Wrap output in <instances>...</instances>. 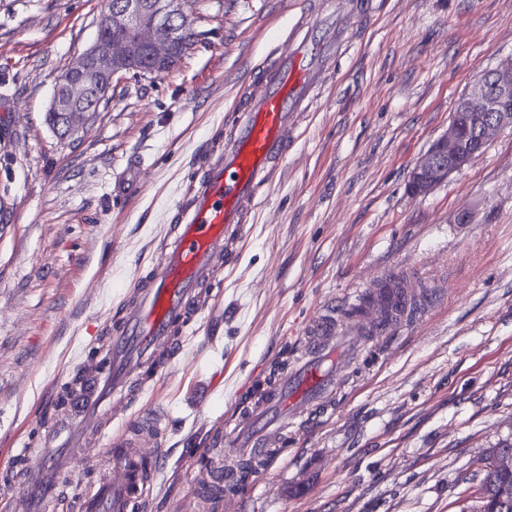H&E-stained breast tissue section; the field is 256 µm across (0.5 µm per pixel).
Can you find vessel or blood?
Instances as JSON below:
<instances>
[{
	"instance_id": "b4317fda",
	"label": "vessel or blood",
	"mask_w": 512,
	"mask_h": 512,
	"mask_svg": "<svg viewBox=\"0 0 512 512\" xmlns=\"http://www.w3.org/2000/svg\"><path fill=\"white\" fill-rule=\"evenodd\" d=\"M369 0H317L289 27L287 53L267 57L246 97L227 110L222 146L212 149L167 211L168 231L157 245L162 259L140 275L106 328V358L88 368L58 414L52 433L64 443L24 448L9 490L11 512H55L68 500L70 512H146L166 459L156 417L130 415L139 392L135 376H164L183 355L182 336L205 309L207 285L229 266L252 215L275 182L300 138L310 110L336 60L354 41L370 13ZM427 293L408 288L358 290L349 306L361 314L337 320L318 315L303 338L302 354L261 395L233 406L224 430L234 456L224 466V485L244 476L241 464L269 465L287 427H307L328 412L340 378L355 362L366 337L393 334L425 305ZM101 446L99 473L68 494L87 448Z\"/></svg>"
}]
</instances>
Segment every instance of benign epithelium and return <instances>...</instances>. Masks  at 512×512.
<instances>
[{
	"label": "benign epithelium",
	"instance_id": "1",
	"mask_svg": "<svg viewBox=\"0 0 512 512\" xmlns=\"http://www.w3.org/2000/svg\"><path fill=\"white\" fill-rule=\"evenodd\" d=\"M187 0H117L102 25L123 32L112 39H96L68 68L70 79L56 87L49 111L62 115L68 133L76 131L89 112L86 103L104 99L114 77L126 73L128 63L144 55L152 62L151 75L166 72L177 59L175 36L191 24L184 11ZM512 128V61L479 76L456 104L448 130L417 162L410 191L426 194L463 169L501 129ZM488 470L512 478V450L498 448L485 460Z\"/></svg>",
	"mask_w": 512,
	"mask_h": 512
}]
</instances>
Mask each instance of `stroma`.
Segmentation results:
<instances>
[{
  "label": "stroma",
  "mask_w": 512,
  "mask_h": 512,
  "mask_svg": "<svg viewBox=\"0 0 512 512\" xmlns=\"http://www.w3.org/2000/svg\"><path fill=\"white\" fill-rule=\"evenodd\" d=\"M305 4L187 0L197 43L162 75L115 78L62 139L45 113L105 2L0 0V482L43 443L163 210ZM510 58L512 0H375L183 362L146 382L167 450L147 512H226L197 474L234 399L301 350L323 307L389 275L434 304L368 344L335 409L236 491L238 512H462L477 497L482 459L512 443V128L429 194L409 182L458 98ZM133 165L141 187L119 193Z\"/></svg>",
  "instance_id": "1"
}]
</instances>
